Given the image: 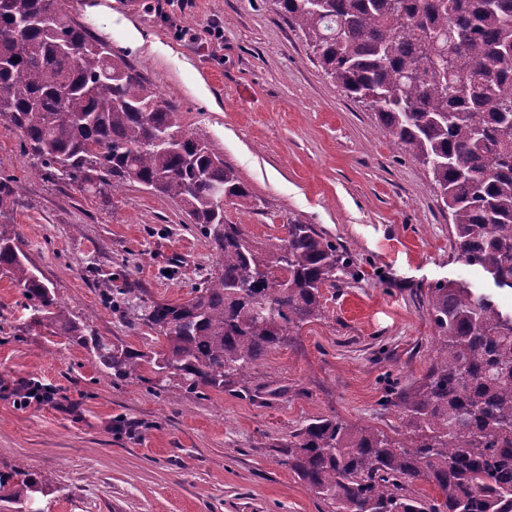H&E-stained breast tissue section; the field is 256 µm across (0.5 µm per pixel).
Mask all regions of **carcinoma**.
Masks as SVG:
<instances>
[{
  "label": "carcinoma",
  "mask_w": 512,
  "mask_h": 512,
  "mask_svg": "<svg viewBox=\"0 0 512 512\" xmlns=\"http://www.w3.org/2000/svg\"><path fill=\"white\" fill-rule=\"evenodd\" d=\"M326 75L371 108L427 169L451 218L456 258L512 288V0H273ZM67 0H0V118L41 179L106 200L137 183L181 204L218 265L179 304L104 283L106 302L163 338L149 356L85 333L0 221V270L40 322L90 344L115 384L169 372L202 396L248 377L268 351L322 316V288L350 254L315 225L254 240L224 202L254 194L211 142L178 130L175 105L67 12ZM0 176V218L14 205ZM438 336L426 372L398 388L399 437L334 417L288 436L282 464L330 512H512V312L445 281L428 293ZM436 492L414 491L417 481ZM51 480L0 472V502L22 512Z\"/></svg>",
  "instance_id": "cac0c4a2"
}]
</instances>
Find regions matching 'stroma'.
Instances as JSON below:
<instances>
[{
    "label": "stroma",
    "mask_w": 512,
    "mask_h": 512,
    "mask_svg": "<svg viewBox=\"0 0 512 512\" xmlns=\"http://www.w3.org/2000/svg\"><path fill=\"white\" fill-rule=\"evenodd\" d=\"M67 9L176 102L180 130L214 144L262 199L257 210L225 205L228 223L265 241L296 217L357 265L323 289L322 317L253 370L258 404L228 390L184 393L169 378L113 383L90 348L32 327L21 287L0 273V471L52 479L53 493L25 512H327L283 465L280 442L320 416L393 433L387 391L418 380L435 344L430 289L490 280L457 261L426 169L326 76L273 0H195L170 19L151 0ZM215 23L217 52L174 33ZM1 174L15 180L9 221L22 250L76 318L108 341L158 349L156 333L112 312L103 288L111 278L148 300L189 299L217 258L180 204L136 184L105 202L43 181L0 119ZM29 380L50 402L19 403Z\"/></svg>",
    "instance_id": "35a3bbf8"
}]
</instances>
